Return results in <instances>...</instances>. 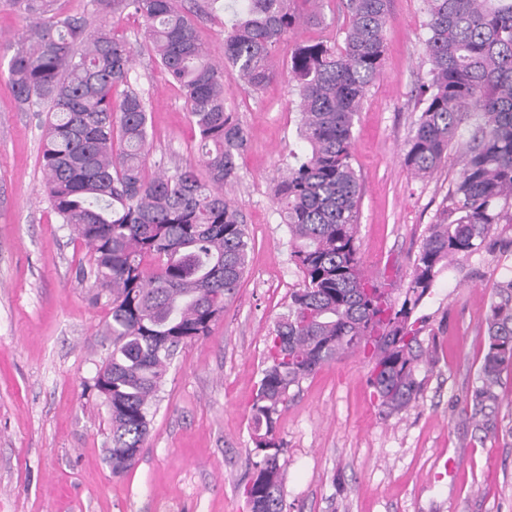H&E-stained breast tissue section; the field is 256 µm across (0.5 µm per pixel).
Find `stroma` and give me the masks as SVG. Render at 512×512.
Instances as JSON below:
<instances>
[{"instance_id": "obj_1", "label": "stroma", "mask_w": 512, "mask_h": 512, "mask_svg": "<svg viewBox=\"0 0 512 512\" xmlns=\"http://www.w3.org/2000/svg\"><path fill=\"white\" fill-rule=\"evenodd\" d=\"M238 0L197 19L199 38L224 56ZM322 20L300 23L275 52L260 91L225 72V107L246 131L238 178L224 187L250 237L248 266L209 336L180 347L138 463L121 476L105 460L110 423L94 378L112 345L109 316L82 269L90 255L41 192L39 118L15 100L0 58V512H248L253 458L250 406L266 339L302 273L274 203L297 138L288 57L303 41L341 36L339 0H318ZM382 72L353 127L361 184L357 245L364 274L392 298L406 288L420 242L447 205L456 151L425 181L404 166L428 78L422 0H391ZM134 50L131 78L150 108V167L198 164V132L180 90L143 46L141 19L115 23ZM512 252L476 255L443 270L417 309L431 350L417 400L381 414L356 354L293 388L281 412L288 512H512V436L480 443L462 422L486 352L485 318Z\"/></svg>"}]
</instances>
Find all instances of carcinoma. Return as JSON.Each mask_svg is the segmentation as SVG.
<instances>
[{"label": "carcinoma", "mask_w": 512, "mask_h": 512, "mask_svg": "<svg viewBox=\"0 0 512 512\" xmlns=\"http://www.w3.org/2000/svg\"><path fill=\"white\" fill-rule=\"evenodd\" d=\"M25 30L11 53L8 79L28 112H43L42 187L60 223L91 253V287L109 298L105 324L112 351L94 379L111 423L112 474L136 464L149 433L150 406L178 348L210 332L246 270L249 238L241 211L224 196L237 179L246 136L224 107V69L254 91L273 77L270 59L299 20L298 0H241L224 30V63L209 58L192 17H211L218 0H96L112 18L143 19L155 63L183 93L199 134L206 176L186 165L173 172L150 150L148 106L131 82L132 51L104 20L63 16L57 0H9ZM429 80L406 143L404 165L416 179L448 159L470 115L450 207L428 225L404 299L365 279L356 232L359 182L352 165L353 127L379 78L388 0H345L342 41L291 50L288 77L307 149L275 188L289 235L290 260L303 280L268 337L265 367L250 407L255 460L245 495L260 512H285L284 441L278 431L291 388L324 364L362 354L381 411L401 413L420 394L417 372L429 362L412 319L437 276L458 257L512 251V0H424ZM124 87L120 97L113 95ZM487 350L465 420L479 439H494L497 387L512 369V279L503 281L485 321Z\"/></svg>", "instance_id": "cac0c4a2"}]
</instances>
